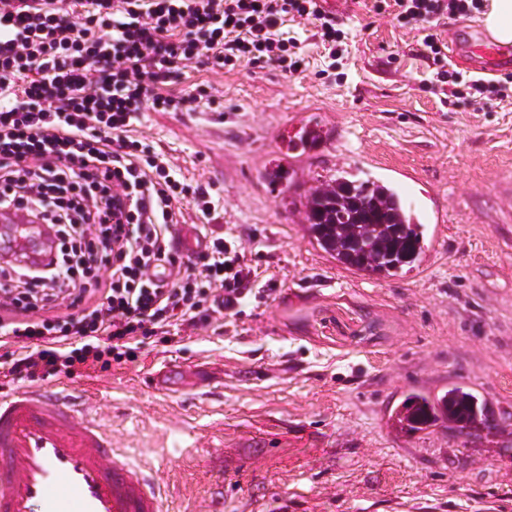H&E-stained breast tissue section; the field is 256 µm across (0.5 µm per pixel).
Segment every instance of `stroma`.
<instances>
[{"mask_svg": "<svg viewBox=\"0 0 512 512\" xmlns=\"http://www.w3.org/2000/svg\"><path fill=\"white\" fill-rule=\"evenodd\" d=\"M376 0H324L349 32L337 62L308 22H285L305 70L182 69L180 112H143L132 136L206 186L184 229L235 239L256 297L136 362L72 378L112 445L153 467L164 512H512V100L482 106L467 80L505 85ZM319 140L302 146V129ZM343 171L409 191L423 263L374 280L336 266L306 231L305 202ZM178 365L164 386L154 378ZM460 383L500 430L387 425L413 390Z\"/></svg>", "mask_w": 512, "mask_h": 512, "instance_id": "stroma-1", "label": "stroma"}]
</instances>
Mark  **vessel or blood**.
<instances>
[{
	"label": "vessel or blood",
	"instance_id": "b4317fda",
	"mask_svg": "<svg viewBox=\"0 0 512 512\" xmlns=\"http://www.w3.org/2000/svg\"><path fill=\"white\" fill-rule=\"evenodd\" d=\"M452 57L479 70L512 68V50L487 35L455 43ZM19 234L31 262L50 260L37 225L0 213V243ZM0 512H163V497L147 467L113 448L94 418L55 387H39L0 395Z\"/></svg>",
	"mask_w": 512,
	"mask_h": 512
}]
</instances>
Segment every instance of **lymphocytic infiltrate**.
Returning a JSON list of instances; mask_svg holds the SVG:
<instances>
[{"mask_svg":"<svg viewBox=\"0 0 512 512\" xmlns=\"http://www.w3.org/2000/svg\"><path fill=\"white\" fill-rule=\"evenodd\" d=\"M427 23L469 0H394ZM346 32L316 0H0V207H38L62 238L56 267L15 265L0 292V370L35 382L135 362L146 339L171 343L251 296L236 241L211 238L181 261V202L209 214V193L181 183L128 134L142 112H174L160 92L183 62L289 60L280 27Z\"/></svg>","mask_w":512,"mask_h":512,"instance_id":"f902f5d3","label":"lymphocytic infiltrate"}]
</instances>
